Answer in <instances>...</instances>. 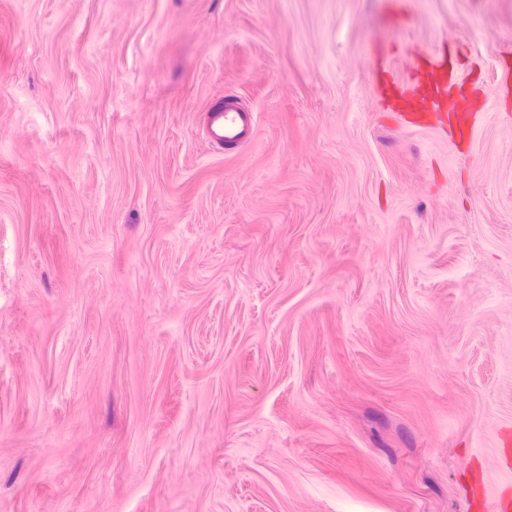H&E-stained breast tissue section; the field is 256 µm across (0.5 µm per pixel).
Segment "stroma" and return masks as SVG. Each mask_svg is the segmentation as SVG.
Returning <instances> with one entry per match:
<instances>
[{"instance_id":"stroma-1","label":"stroma","mask_w":512,"mask_h":512,"mask_svg":"<svg viewBox=\"0 0 512 512\" xmlns=\"http://www.w3.org/2000/svg\"><path fill=\"white\" fill-rule=\"evenodd\" d=\"M384 44L465 138L378 105ZM507 59L512 0H0V512H495ZM384 50L377 51L375 91L379 101L396 112H401L407 121L415 125L426 123V115L432 110L455 115L460 100L448 94V62L444 55L425 56L419 62L417 84L412 89H403L395 83L383 65ZM256 124V113L234 95H225L206 111L207 137L219 149L233 150L249 144Z\"/></svg>"}]
</instances>
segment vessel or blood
<instances>
[{"label": "vessel or blood", "instance_id": "obj_1", "mask_svg": "<svg viewBox=\"0 0 512 512\" xmlns=\"http://www.w3.org/2000/svg\"><path fill=\"white\" fill-rule=\"evenodd\" d=\"M450 79L446 57L427 56L419 63L417 83L410 89L401 88L385 66H378L375 91L383 105L402 113L410 123L422 125L430 111L458 112L459 99L448 93ZM256 124L255 112L233 95L215 101L206 111L207 137L220 149L233 150L249 144Z\"/></svg>", "mask_w": 512, "mask_h": 512}]
</instances>
